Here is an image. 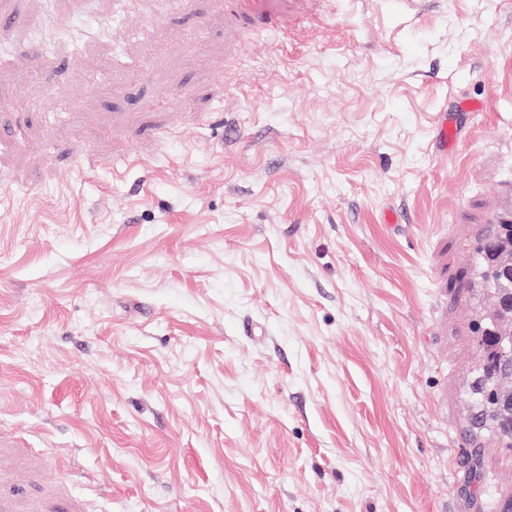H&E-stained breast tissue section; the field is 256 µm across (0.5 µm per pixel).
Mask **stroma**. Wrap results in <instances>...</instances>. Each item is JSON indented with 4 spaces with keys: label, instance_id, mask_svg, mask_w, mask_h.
<instances>
[{
    "label": "stroma",
    "instance_id": "1",
    "mask_svg": "<svg viewBox=\"0 0 512 512\" xmlns=\"http://www.w3.org/2000/svg\"><path fill=\"white\" fill-rule=\"evenodd\" d=\"M12 11L0 472L88 512H500L468 279L512 201V0Z\"/></svg>",
    "mask_w": 512,
    "mask_h": 512
}]
</instances>
